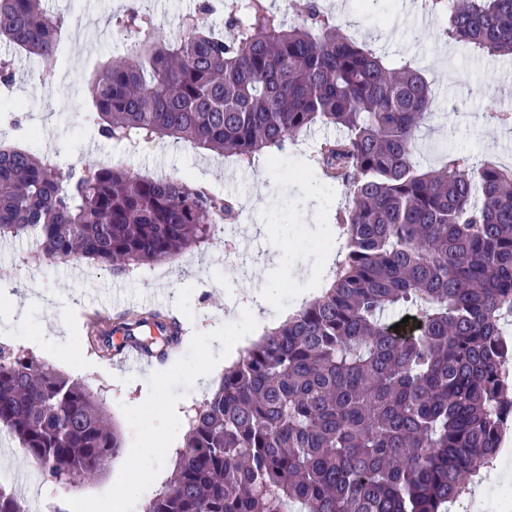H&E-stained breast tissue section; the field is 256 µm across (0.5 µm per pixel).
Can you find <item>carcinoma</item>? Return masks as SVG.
Returning a JSON list of instances; mask_svg holds the SVG:
<instances>
[{
  "label": "carcinoma",
  "mask_w": 512,
  "mask_h": 512,
  "mask_svg": "<svg viewBox=\"0 0 512 512\" xmlns=\"http://www.w3.org/2000/svg\"><path fill=\"white\" fill-rule=\"evenodd\" d=\"M287 24L267 0H222L224 39L184 17L177 34L112 17L129 43L92 78L85 122L108 140L169 138L243 161L318 122L344 136L317 163L349 191L345 257L330 287L224 370L190 419L175 473L145 512H448L496 456L512 420V168L450 159L421 171L414 136L434 94L421 72L344 34L318 0ZM443 38L512 52V0H429ZM63 18L0 0V42L47 62ZM234 205L181 177L81 172L0 145V239L35 231L32 260H93L124 274L206 244ZM417 319L398 329L396 309ZM121 335L115 344L112 337ZM95 342L148 359L182 336L160 313L108 323ZM0 435L51 482L76 486L121 451L101 399L25 349L0 345ZM0 512H30L0 483Z\"/></svg>",
  "instance_id": "carcinoma-1"
}]
</instances>
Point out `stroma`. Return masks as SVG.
<instances>
[{
    "label": "stroma",
    "mask_w": 512,
    "mask_h": 512,
    "mask_svg": "<svg viewBox=\"0 0 512 512\" xmlns=\"http://www.w3.org/2000/svg\"><path fill=\"white\" fill-rule=\"evenodd\" d=\"M43 2L64 19V54L53 63L14 54L11 94L20 104L21 123L0 121V144L51 156L76 171L107 162L138 175L197 179L239 207L237 223L224 227L222 249L206 244L123 276L88 260L34 264L28 260L32 240H0V345L27 349L100 393L122 440L121 454L71 494L32 478L22 450L0 441V483L17 485L37 512L62 500L69 512H142L173 474L187 417L205 395L199 374L206 365H223L225 346L242 350L260 338L247 314H229L234 296L263 286L271 312L290 311L296 294L309 287V274L322 267L332 245L327 227L348 208L349 196L345 187L319 179L315 153L340 131L315 125L289 140L276 166L264 154L247 163L184 142L153 141L129 150L113 145L82 121L92 106L88 86L98 66L126 51L113 15L134 7L147 22L173 32L183 16L198 14L199 0ZM319 2L345 34L388 63L412 62L431 83L432 115L417 140L422 168L451 157L512 166V127L497 118L498 110H512V56L478 57L448 44L438 35L445 17L428 10L424 0ZM198 16L223 33V14ZM314 178L323 197L321 221L311 219V204L298 191ZM258 195L266 198L264 208L253 205ZM233 262L245 271L229 294L220 284ZM118 297L149 299L180 315L185 334L176 360L126 368L92 350L84 314L99 309L116 316Z\"/></svg>",
    "instance_id": "stroma-1"
}]
</instances>
